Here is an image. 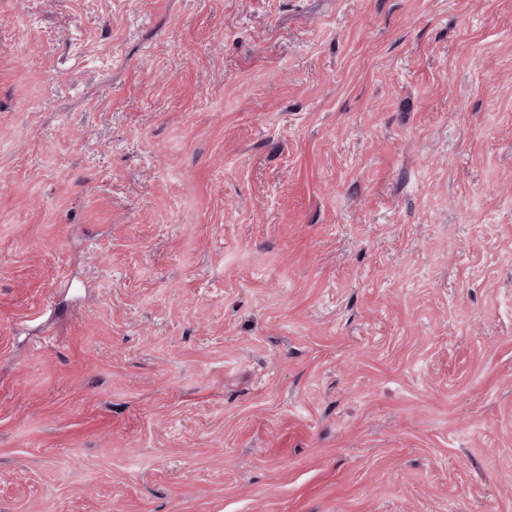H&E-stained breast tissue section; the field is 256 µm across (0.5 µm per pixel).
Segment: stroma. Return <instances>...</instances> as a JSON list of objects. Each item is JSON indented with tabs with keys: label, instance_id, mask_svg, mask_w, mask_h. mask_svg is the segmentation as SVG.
<instances>
[{
	"label": "stroma",
	"instance_id": "stroma-1",
	"mask_svg": "<svg viewBox=\"0 0 512 512\" xmlns=\"http://www.w3.org/2000/svg\"><path fill=\"white\" fill-rule=\"evenodd\" d=\"M0 512H512V0H0Z\"/></svg>",
	"mask_w": 512,
	"mask_h": 512
}]
</instances>
